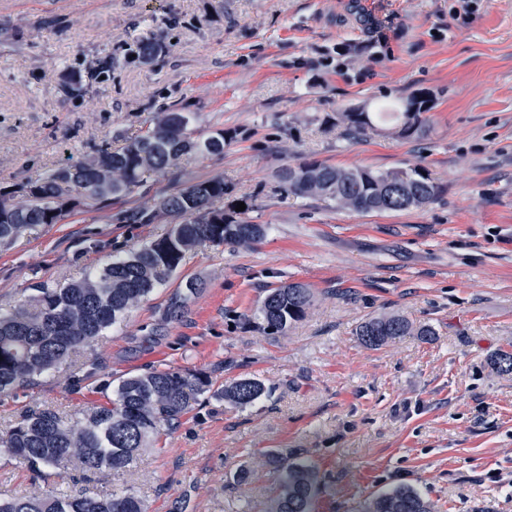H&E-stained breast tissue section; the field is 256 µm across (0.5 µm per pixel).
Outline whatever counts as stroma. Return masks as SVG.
Listing matches in <instances>:
<instances>
[{
    "mask_svg": "<svg viewBox=\"0 0 512 512\" xmlns=\"http://www.w3.org/2000/svg\"><path fill=\"white\" fill-rule=\"evenodd\" d=\"M159 38L166 56L128 57ZM108 55L119 64L105 82L64 92ZM414 91L431 99L421 136L392 123L349 136L338 121ZM171 106L203 132H229L223 154L0 246V307L164 236L169 220L112 216L187 182L223 176L267 236L188 252L92 353L0 397V432L36 408L73 417L105 404L150 367L201 370L219 386L255 377L269 393L252 406L199 396L154 450L87 492L129 489L149 512H264L268 456L287 449L318 471L314 512H362L396 486L433 512H512V374L495 365L512 350V0H0V188L120 147ZM304 159L420 166L439 193L403 212L336 209L279 189L275 171ZM192 279L204 283L194 294ZM288 282L308 285L313 304L287 335H262L254 313ZM392 313L431 336L364 346L358 325ZM47 489L0 454V493Z\"/></svg>",
    "mask_w": 512,
    "mask_h": 512,
    "instance_id": "1",
    "label": "stroma"
}]
</instances>
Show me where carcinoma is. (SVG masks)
I'll return each instance as SVG.
<instances>
[{
    "mask_svg": "<svg viewBox=\"0 0 512 512\" xmlns=\"http://www.w3.org/2000/svg\"><path fill=\"white\" fill-rule=\"evenodd\" d=\"M168 50L161 40L143 41L132 53L152 63ZM429 98L416 92L395 102L384 100L374 112L339 113L349 134L378 122L398 123L403 138L425 131L423 114ZM229 136L219 129L208 136L191 125L185 112L165 108L145 121L140 133L118 149L102 144L94 155L68 162L10 190L0 189V243L9 242L40 224H59L78 204V197L107 203L142 186L150 173L165 174L187 159L224 153ZM394 180L393 202L384 203V183ZM276 180L300 198H321L359 213L398 212L433 201L438 186L428 172H380L342 169L316 160L288 164ZM224 177L190 183L154 199L150 205L115 214L120 224H153L173 220L163 237L116 257L83 280L63 288H40L30 309L0 311V395L35 385L73 362V356L122 323L155 288L179 269L192 248L211 244L251 245L261 241L266 226L254 223L247 211L224 207L230 194ZM311 289L300 282L271 288L257 309V327L266 336L286 333L307 314ZM427 337L429 328L414 327L405 316L389 314L361 322L357 336L377 348L411 334ZM210 377L197 370L151 368L119 381L107 404L90 410L78 424L52 408L33 410L0 436V452L27 463L38 478H61L71 468L86 474L119 471L153 447L173 428L197 397L210 391L244 408L269 393L257 378H238L212 390ZM276 484L266 512H313L319 493L315 466L294 452L271 455ZM0 512H148L144 500L126 490L90 496L83 492L0 497ZM363 512H432L430 504L409 487L384 491Z\"/></svg>",
    "mask_w": 512,
    "mask_h": 512,
    "instance_id": "carcinoma-1",
    "label": "carcinoma"
}]
</instances>
